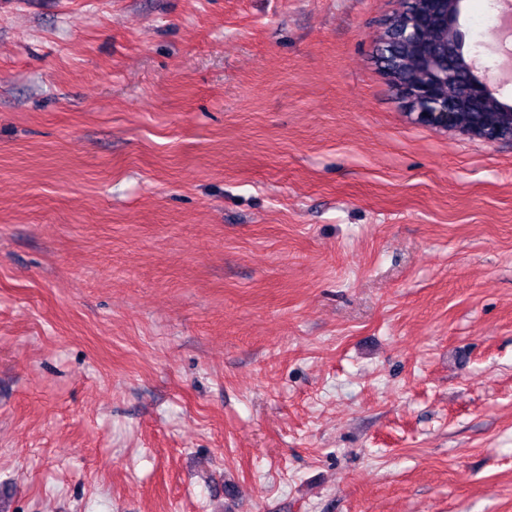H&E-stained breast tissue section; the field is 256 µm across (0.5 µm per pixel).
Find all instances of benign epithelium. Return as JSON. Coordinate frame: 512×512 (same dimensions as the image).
I'll list each match as a JSON object with an SVG mask.
<instances>
[{"label": "benign epithelium", "instance_id": "obj_1", "mask_svg": "<svg viewBox=\"0 0 512 512\" xmlns=\"http://www.w3.org/2000/svg\"><path fill=\"white\" fill-rule=\"evenodd\" d=\"M458 27V13L448 11V0H422V9L408 14L398 25L402 42L423 48L419 64L424 80L403 83L392 70L389 79L398 87L415 121L487 142L512 141V112L499 106L496 90L485 76L472 72L459 94L448 91L455 73L446 59L458 57V40L448 41V29ZM469 109L483 114L476 125L458 123L457 113Z\"/></svg>", "mask_w": 512, "mask_h": 512}]
</instances>
